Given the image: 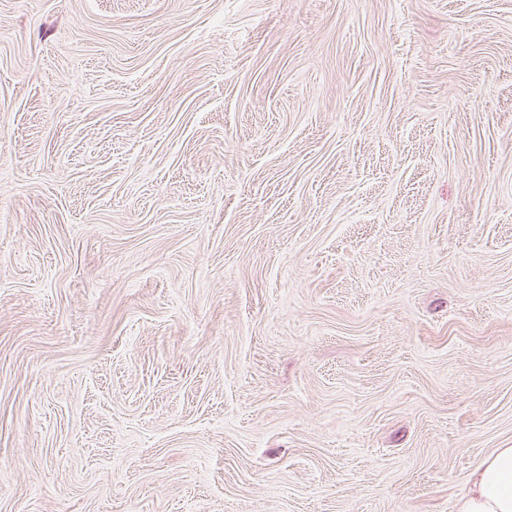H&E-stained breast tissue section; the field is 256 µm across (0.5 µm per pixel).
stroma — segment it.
I'll return each instance as SVG.
<instances>
[{
  "label": "stroma",
  "instance_id": "35a3bbf8",
  "mask_svg": "<svg viewBox=\"0 0 512 512\" xmlns=\"http://www.w3.org/2000/svg\"><path fill=\"white\" fill-rule=\"evenodd\" d=\"M512 446V0H0V512H456Z\"/></svg>",
  "mask_w": 512,
  "mask_h": 512
}]
</instances>
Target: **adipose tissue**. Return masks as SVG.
<instances>
[{"instance_id": "1", "label": "adipose tissue", "mask_w": 512, "mask_h": 512, "mask_svg": "<svg viewBox=\"0 0 512 512\" xmlns=\"http://www.w3.org/2000/svg\"><path fill=\"white\" fill-rule=\"evenodd\" d=\"M457 512H512V447L497 448L472 472Z\"/></svg>"}]
</instances>
